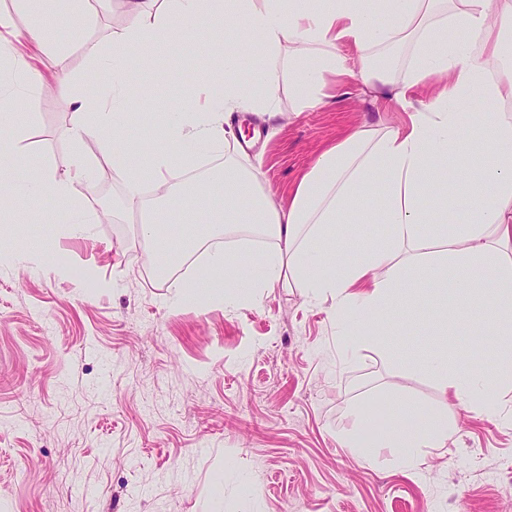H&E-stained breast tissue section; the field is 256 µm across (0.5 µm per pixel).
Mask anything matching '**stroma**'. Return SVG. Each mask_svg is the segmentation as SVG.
<instances>
[{
  "mask_svg": "<svg viewBox=\"0 0 512 512\" xmlns=\"http://www.w3.org/2000/svg\"><path fill=\"white\" fill-rule=\"evenodd\" d=\"M127 23L105 12L83 30L61 18L70 48L49 51L46 65L99 89L107 75L85 47L106 46ZM203 46L166 56L116 152H181L140 126L180 108L186 59ZM421 97L353 86L317 112L294 115L285 101L274 117L236 112L230 122L260 129L245 160L284 203L326 144L364 124H401ZM24 110L26 164L65 171L75 152L55 90ZM33 213L0 240V512H512V389H498L494 414L475 400L450 408L426 361L442 350L471 361L474 323L445 338L430 327L437 303L399 300L379 346L362 324L337 325L331 300L311 303L293 285L243 305L175 307L169 281L143 260L137 212L79 235ZM33 234L55 241V262L23 260ZM414 408L447 411L457 428L445 447L418 449L414 471L391 449L366 460L350 447Z\"/></svg>",
  "mask_w": 512,
  "mask_h": 512,
  "instance_id": "1",
  "label": "stroma"
}]
</instances>
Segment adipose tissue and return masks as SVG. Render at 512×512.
<instances>
[{
  "mask_svg": "<svg viewBox=\"0 0 512 512\" xmlns=\"http://www.w3.org/2000/svg\"><path fill=\"white\" fill-rule=\"evenodd\" d=\"M130 25L112 32L106 51L91 48L90 58L105 56L111 83L87 91L74 74L44 71L56 20L63 15L91 25L92 0H16L15 12L0 11V123L10 120L18 103L45 85L56 88L70 121L62 131L73 145L94 140L103 159L124 183L125 210L149 214L179 203L183 212L202 214L208 228L236 234L249 230L273 241L271 250H215L209 255L212 276L173 279L176 301L199 293L225 303L256 298L280 284L301 288L312 300L331 298L340 322L363 320L367 333L380 338L376 324L396 288L425 269L428 293L441 303L468 300L485 332L498 336L495 369L473 371L441 364L439 390L457 400H481L497 412L490 382L512 387V113H464L457 104L471 92L485 99L512 102V0H120ZM27 16L18 25L16 13ZM387 23H380L379 15ZM244 18L256 41L261 64L242 75L240 53L224 49L221 38L205 47L208 69L186 87L179 111L167 114L163 130L180 142V155L150 151L146 162L115 154L121 129L117 112L131 107L126 50L147 44L166 54L192 42L201 23ZM468 40L454 36L456 29ZM353 47V54L342 51ZM363 88L390 89L406 98L416 87L433 83L436 91L409 114L405 126L364 125L327 145L279 205L262 188L258 170L225 161L221 173L204 181L181 183V169L194 167L201 154L222 152L230 137L224 116L230 112L276 115L282 96L295 113L328 105L336 88L351 80ZM27 128L15 125L11 145L0 143V188L20 200L19 210H0V231L21 223L22 212L37 201L51 202L70 224L99 220L73 195L89 180L91 164L78 159L65 172L34 168L12 177L22 154ZM384 180L385 205L377 230L365 247L337 252L336 226L343 219L370 223L365 198L375 178ZM156 192L144 199L142 186ZM456 202L459 219L442 215ZM498 268L493 286L482 271ZM454 433L444 412L403 422L376 441L400 449L399 465H417L418 448L444 447Z\"/></svg>",
  "mask_w": 512,
  "mask_h": 512,
  "instance_id": "obj_1",
  "label": "adipose tissue"
}]
</instances>
